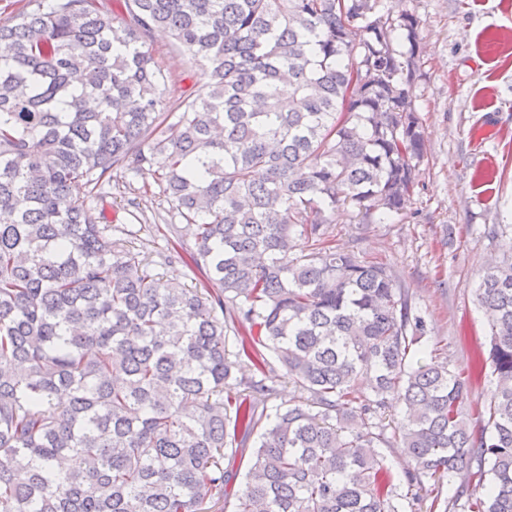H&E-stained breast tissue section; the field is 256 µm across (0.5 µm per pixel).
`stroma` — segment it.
<instances>
[{"instance_id": "1", "label": "stroma", "mask_w": 512, "mask_h": 512, "mask_svg": "<svg viewBox=\"0 0 512 512\" xmlns=\"http://www.w3.org/2000/svg\"><path fill=\"white\" fill-rule=\"evenodd\" d=\"M381 7L419 22L409 86L425 136L419 187L412 213L375 224L338 208L330 235L336 247L390 268L452 367L471 376L477 401L491 383L474 288L499 254L489 229L512 225V0H381ZM149 46L173 75L167 99L198 89V68L168 34L155 32ZM152 183L149 175H113L105 221L133 229L138 245L156 253L171 246L158 228L169 204Z\"/></svg>"}]
</instances>
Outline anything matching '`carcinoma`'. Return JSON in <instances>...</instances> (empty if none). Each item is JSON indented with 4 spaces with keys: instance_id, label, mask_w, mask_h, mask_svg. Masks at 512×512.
<instances>
[{
    "instance_id": "carcinoma-1",
    "label": "carcinoma",
    "mask_w": 512,
    "mask_h": 512,
    "mask_svg": "<svg viewBox=\"0 0 512 512\" xmlns=\"http://www.w3.org/2000/svg\"><path fill=\"white\" fill-rule=\"evenodd\" d=\"M120 2L0 22V512H415L463 471L461 509L512 512V236L476 288L493 377L476 429L387 266L328 232L340 205L366 224L411 209L418 20L380 0ZM156 30L203 68L177 103ZM118 171L154 176L166 231L192 235L163 261L200 285L101 223ZM279 372L293 397L275 404ZM392 440L413 462L398 480Z\"/></svg>"
}]
</instances>
